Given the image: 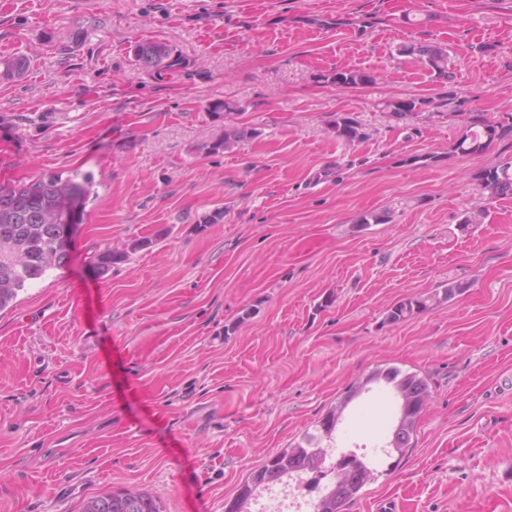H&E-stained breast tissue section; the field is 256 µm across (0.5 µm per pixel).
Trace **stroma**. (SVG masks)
I'll list each match as a JSON object with an SVG mask.
<instances>
[{"label": "stroma", "instance_id": "1", "mask_svg": "<svg viewBox=\"0 0 512 512\" xmlns=\"http://www.w3.org/2000/svg\"><path fill=\"white\" fill-rule=\"evenodd\" d=\"M146 39L183 67L141 70ZM424 41L446 46L452 82L401 51ZM17 56L0 183L78 168L97 195L66 266L0 311V512H81L117 489L225 512L391 366L431 397L347 512H512V198L463 223L512 132L456 148L466 113H512V0H0V62ZM342 68L375 82L325 81ZM408 97L418 117L384 107ZM224 100L257 131L230 153L213 148ZM339 115L366 139H337ZM107 248L127 257L101 273ZM451 281L468 288L386 323ZM388 413L358 397L338 446L372 445Z\"/></svg>", "mask_w": 512, "mask_h": 512}]
</instances>
